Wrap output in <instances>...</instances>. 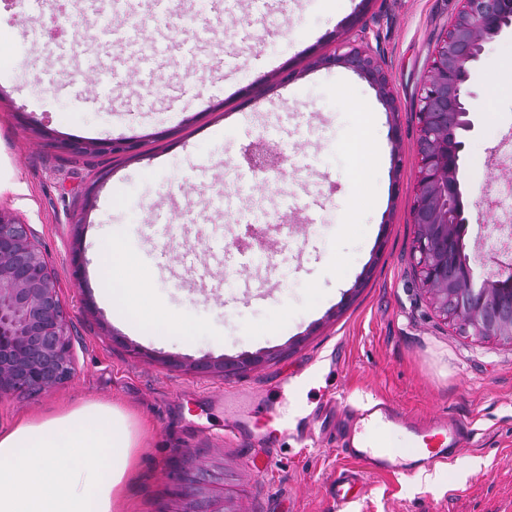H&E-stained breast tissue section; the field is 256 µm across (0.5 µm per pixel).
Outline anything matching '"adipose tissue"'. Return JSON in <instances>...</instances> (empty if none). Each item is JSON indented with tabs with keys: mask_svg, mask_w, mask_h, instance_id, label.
I'll use <instances>...</instances> for the list:
<instances>
[{
	"mask_svg": "<svg viewBox=\"0 0 512 512\" xmlns=\"http://www.w3.org/2000/svg\"><path fill=\"white\" fill-rule=\"evenodd\" d=\"M355 109L360 147L353 177L360 181L378 158V144L369 135L373 114L360 102ZM94 249L110 311L136 319L159 343L191 335V319L161 312L136 253L106 240ZM139 446L136 421L114 403L82 400L21 418L0 432V512H123Z\"/></svg>",
	"mask_w": 512,
	"mask_h": 512,
	"instance_id": "ef3b65f1",
	"label": "adipose tissue"
}]
</instances>
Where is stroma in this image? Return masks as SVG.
<instances>
[{
	"label": "stroma",
	"mask_w": 512,
	"mask_h": 512,
	"mask_svg": "<svg viewBox=\"0 0 512 512\" xmlns=\"http://www.w3.org/2000/svg\"><path fill=\"white\" fill-rule=\"evenodd\" d=\"M244 2L242 11L199 15L189 35L164 30L148 70L134 65L90 85L72 43L91 30L83 4L69 13L68 40L34 44L41 26L59 23L57 0H0V36L16 52L0 66V175L20 183L0 196V208L35 230L60 282L75 354L66 383L0 399V429L80 400L130 409L145 446L126 488L127 512H180L193 479L237 512H340L336 477L354 472L360 495L347 512H512V345L439 314L412 258L420 95L462 0H282L273 15L265 0ZM358 12L392 78L397 115L353 71L310 66L314 54L359 39V29L345 25ZM511 56L508 32L487 45L467 82L475 128L460 161L464 244L479 276L493 273L479 257L493 232L487 203L503 175L488 161L512 133V91L489 93L487 81ZM190 57L198 70L186 68ZM346 86L379 115L372 133L382 156L361 183L349 151L359 116L343 102ZM119 138L139 146L82 155L61 146ZM269 138L285 155L308 158L267 182L277 211L298 223L307 200L320 194L315 224L288 236L270 230L279 247L252 276L251 297H187L173 266L190 269L209 256L248 266L251 251L236 245L244 223L188 225L169 256L148 225L176 222L183 211L202 209L222 183L250 179L243 154ZM102 239L138 253L162 311L192 318L193 336L160 344L113 320L93 275L94 243ZM335 344L340 364L321 362L296 400L300 415L315 416V442L288 441L283 458L244 466L245 448L279 428L286 411L274 381ZM264 352L273 360L238 373L186 369ZM170 357L180 367L167 365ZM230 383L241 396L228 402ZM381 401L418 419L463 420L467 447L411 476L362 472L338 447L358 433L351 408Z\"/></svg>",
	"instance_id": "1"
}]
</instances>
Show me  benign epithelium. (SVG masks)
Masks as SVG:
<instances>
[{
  "label": "benign epithelium",
  "instance_id": "obj_1",
  "mask_svg": "<svg viewBox=\"0 0 512 512\" xmlns=\"http://www.w3.org/2000/svg\"><path fill=\"white\" fill-rule=\"evenodd\" d=\"M448 35L433 57L418 112L420 160L412 223L421 288L442 315H451L474 335L512 344V275L476 280L464 254V202L459 180L460 152L455 129L474 121L465 84L484 57L485 44L512 30L506 0H463ZM314 67L352 70L376 92L389 112L398 111L387 72L369 46L366 30L346 51L319 55ZM512 247L492 245L490 263L511 270L505 254ZM74 336L55 274L28 224L0 209V399L36 393L67 382L74 373ZM266 354L198 362L193 369L224 373L262 364ZM181 512H236L225 503L195 498Z\"/></svg>",
  "mask_w": 512,
  "mask_h": 512
}]
</instances>
